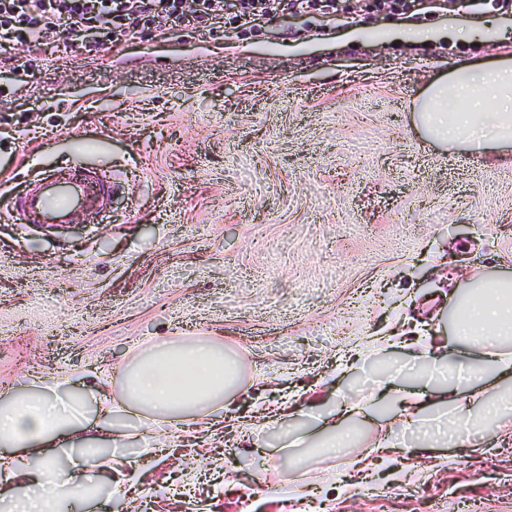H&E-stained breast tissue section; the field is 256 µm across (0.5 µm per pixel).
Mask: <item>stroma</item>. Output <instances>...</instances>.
<instances>
[{"label": "stroma", "instance_id": "stroma-1", "mask_svg": "<svg viewBox=\"0 0 512 512\" xmlns=\"http://www.w3.org/2000/svg\"><path fill=\"white\" fill-rule=\"evenodd\" d=\"M424 25L414 44L387 9L220 42L182 23L102 45L106 66L64 35L0 109L1 183L77 165L123 187L104 222L50 231L4 220L0 195V400L34 375L119 395L134 354L169 342L240 364L216 429L113 414L120 454L75 512H294L293 486L305 512H512V409L429 448L378 389L439 386L424 352L447 347L467 285L512 278V152L447 151L411 115L457 67L512 64V7L443 0ZM379 335L397 347L357 355ZM362 396L350 446L324 447L317 414Z\"/></svg>", "mask_w": 512, "mask_h": 512}]
</instances>
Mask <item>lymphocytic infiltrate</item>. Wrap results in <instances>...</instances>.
I'll use <instances>...</instances> for the list:
<instances>
[{
	"label": "lymphocytic infiltrate",
	"instance_id": "obj_1",
	"mask_svg": "<svg viewBox=\"0 0 512 512\" xmlns=\"http://www.w3.org/2000/svg\"><path fill=\"white\" fill-rule=\"evenodd\" d=\"M349 8V0H0V70L11 67L14 43L44 53L64 32L95 62L101 40L118 46L136 30L161 32L186 21L220 41L254 17L301 10L334 15Z\"/></svg>",
	"mask_w": 512,
	"mask_h": 512
}]
</instances>
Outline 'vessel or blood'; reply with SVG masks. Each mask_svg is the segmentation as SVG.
<instances>
[{"mask_svg":"<svg viewBox=\"0 0 512 512\" xmlns=\"http://www.w3.org/2000/svg\"><path fill=\"white\" fill-rule=\"evenodd\" d=\"M118 186L106 172L80 167L55 170L16 194L13 211L38 224H69L90 204L106 206Z\"/></svg>","mask_w":512,"mask_h":512,"instance_id":"obj_1","label":"vessel or blood"}]
</instances>
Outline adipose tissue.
<instances>
[{
  "mask_svg": "<svg viewBox=\"0 0 512 512\" xmlns=\"http://www.w3.org/2000/svg\"><path fill=\"white\" fill-rule=\"evenodd\" d=\"M493 97L497 109H481L483 97ZM417 118L433 139L449 147L466 146L471 152L485 153L490 147L512 143V67L467 71L464 80L441 82L420 104ZM453 331L459 340L481 335V349L458 366L447 385L434 389L432 403L421 393L394 390L393 397L408 426L427 424L428 408L455 412L459 425L448 434L449 444L479 430L482 423L496 417L501 401L512 400V393L498 388L501 380L512 379V281L479 280L465 293ZM224 349L212 340L181 341L162 349L142 351L127 368L118 400L98 399L96 404L73 395L62 396L56 387L34 379L28 389L0 401V447L22 448V457H10L8 464L20 471L21 492L5 498L7 512H62L64 488L76 495L95 490L96 484L85 468L99 460L95 438L84 433L89 412L111 419L113 404L142 409L152 424H173L185 417L208 418L222 411L224 393L232 382L224 372ZM477 387L479 413L459 403L460 384ZM372 404L365 399L345 402L323 417L330 448L346 447L351 433L344 423L370 415ZM69 446L84 461L83 466L65 472L54 462V451ZM38 456L37 466H29L28 455Z\"/></svg>",
  "mask_w": 512,
  "mask_h": 512,
  "instance_id": "obj_1",
  "label": "adipose tissue"
}]
</instances>
